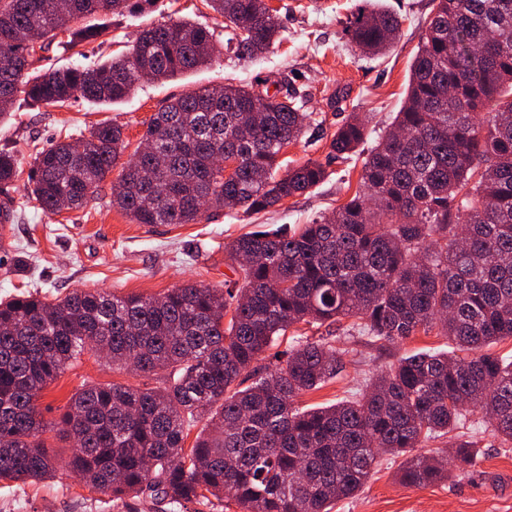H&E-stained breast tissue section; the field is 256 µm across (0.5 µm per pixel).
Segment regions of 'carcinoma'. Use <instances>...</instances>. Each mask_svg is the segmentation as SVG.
I'll use <instances>...</instances> for the list:
<instances>
[{"label":"carcinoma","mask_w":512,"mask_h":512,"mask_svg":"<svg viewBox=\"0 0 512 512\" xmlns=\"http://www.w3.org/2000/svg\"><path fill=\"white\" fill-rule=\"evenodd\" d=\"M71 18L123 17L150 0H70ZM224 18L225 49L254 59L280 42L266 0H205ZM407 96L362 161L360 187L327 216L299 228L260 226L229 245L234 287L185 284L163 296L76 290L49 302L32 293L0 302V480L56 475L38 436H80L66 462L95 493L148 495L180 506L206 495L240 512H332L365 486L385 455L403 458L399 480L425 487L450 475L445 456L419 449L485 414L512 443V361L484 348L512 341V0H431ZM56 0H0V119L22 93L32 106L118 103L140 72L164 81L209 64L215 31L190 19L142 30L128 51L95 67L33 68L34 48L59 33L74 48L103 29H60ZM343 33L365 54L394 46L400 15L359 0ZM494 112L483 111L489 100ZM259 111H254V108ZM309 114L290 94L227 84L176 97L126 149L122 128L101 123L79 144L36 153L32 193L52 215L83 207L121 168L112 206L137 224H191L209 207L267 210L322 183L315 161L281 165ZM366 139L357 113L330 153L346 159ZM237 164L229 177L217 155ZM0 149V187L20 174ZM394 344L438 329L453 350L402 357L350 400L301 410L300 395L336 378L335 337L293 340L254 363L299 323L337 324ZM131 363L154 387L87 385L59 418L44 420V388L84 350ZM206 420L193 445L191 427ZM457 440L456 468L475 464Z\"/></svg>","instance_id":"1"}]
</instances>
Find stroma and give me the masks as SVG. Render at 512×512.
Instances as JSON below:
<instances>
[{"instance_id": "stroma-1", "label": "stroma", "mask_w": 512, "mask_h": 512, "mask_svg": "<svg viewBox=\"0 0 512 512\" xmlns=\"http://www.w3.org/2000/svg\"><path fill=\"white\" fill-rule=\"evenodd\" d=\"M403 18L401 38L384 55L362 57L352 50L341 22L356 0H269L282 26V40L273 52L253 60H237L219 52L212 65L168 81L142 82L128 100L97 105L76 99L64 105L32 107L16 99L13 115L0 124V146L12 148L21 173L9 190L15 218L5 228L7 249H0V301L24 290L47 300L76 290L104 288L119 295L157 297L186 283L223 287L234 273L226 247L260 224L295 226L330 213L359 188L361 155L347 161L329 155L336 128L353 112L368 120V143H375L404 102L410 65L426 30L431 0H380ZM188 17L223 33L224 20L204 0H156L133 16L105 19L97 40L72 49L50 43L41 51L45 67L87 66L125 51L138 33L172 18ZM249 85L269 92L289 90L301 96L310 114L302 138L290 144L287 160L322 164L329 176L308 193L258 214L235 209L210 211L196 224L133 222L110 204L106 186L77 210L45 214L31 195L29 172L37 151L59 140L75 141L92 126L111 122L122 127L127 153H134L145 123L172 96L202 85ZM344 368L321 388L305 393L300 406L315 408L343 400L362 388L366 378L400 357L422 350H449L447 337L417 334L388 344L367 337L336 333ZM155 386L154 377L112 367L93 352H84L51 382L39 398L45 421L58 418L82 385ZM476 428L477 459L473 467L453 471L448 480L426 487L400 484V459L382 457L365 487L355 497L337 501L334 512H512V444L492 437L482 415L468 413ZM0 512H214L210 503L193 501L177 508L145 498L113 503L91 491L76 477L57 473L36 485L0 481Z\"/></svg>"}]
</instances>
